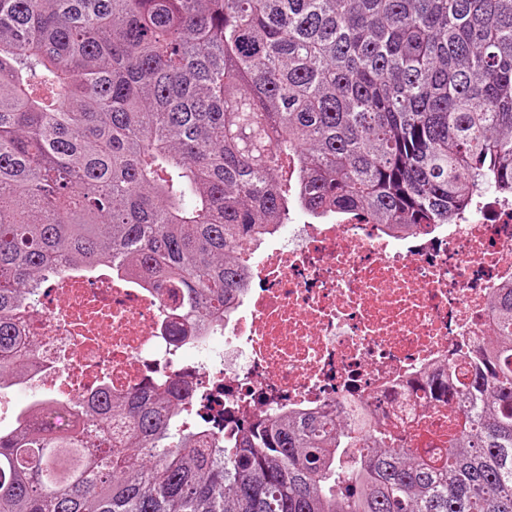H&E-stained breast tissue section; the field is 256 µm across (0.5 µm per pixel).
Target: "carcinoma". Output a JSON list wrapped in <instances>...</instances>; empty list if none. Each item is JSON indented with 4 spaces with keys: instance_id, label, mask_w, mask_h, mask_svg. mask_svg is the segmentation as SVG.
<instances>
[{
    "instance_id": "obj_1",
    "label": "carcinoma",
    "mask_w": 512,
    "mask_h": 512,
    "mask_svg": "<svg viewBox=\"0 0 512 512\" xmlns=\"http://www.w3.org/2000/svg\"><path fill=\"white\" fill-rule=\"evenodd\" d=\"M486 191L512 196V0H0V391L51 275L132 272L200 322L293 206L415 232ZM493 305L439 464L290 410L218 460L178 396L102 392L0 428V512H512V286Z\"/></svg>"
}]
</instances>
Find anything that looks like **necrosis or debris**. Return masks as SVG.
I'll return each mask as SVG.
<instances>
[{"label": "necrosis or debris", "mask_w": 512, "mask_h": 512, "mask_svg": "<svg viewBox=\"0 0 512 512\" xmlns=\"http://www.w3.org/2000/svg\"><path fill=\"white\" fill-rule=\"evenodd\" d=\"M245 293L191 324L154 289L107 270L39 288L27 395L68 401L101 387L178 391L182 431L233 429V411L287 410L386 422L437 460L455 414L427 380L494 331L512 284V200L488 192L450 224L401 235L346 216L286 224L251 247Z\"/></svg>", "instance_id": "necrosis-or-debris-1"}]
</instances>
